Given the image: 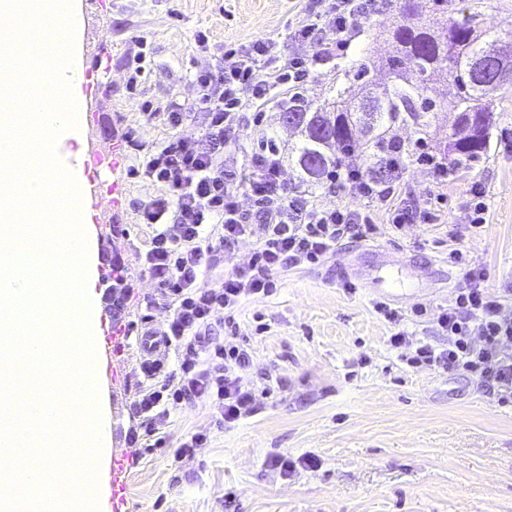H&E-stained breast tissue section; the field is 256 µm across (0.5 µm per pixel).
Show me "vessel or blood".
<instances>
[{"label": "vessel or blood", "instance_id": "1", "mask_svg": "<svg viewBox=\"0 0 512 512\" xmlns=\"http://www.w3.org/2000/svg\"><path fill=\"white\" fill-rule=\"evenodd\" d=\"M351 276L377 298L392 304L423 299L433 288L450 283L451 274L436 275L412 260L400 261L381 249L370 250L365 259L349 261ZM112 512H128L126 468L122 457L112 460Z\"/></svg>", "mask_w": 512, "mask_h": 512}]
</instances>
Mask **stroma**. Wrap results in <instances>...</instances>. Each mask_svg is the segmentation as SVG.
I'll return each mask as SVG.
<instances>
[{"mask_svg":"<svg viewBox=\"0 0 512 512\" xmlns=\"http://www.w3.org/2000/svg\"><path fill=\"white\" fill-rule=\"evenodd\" d=\"M312 0H76L83 19V68L97 67V82L85 91L82 142L68 150L99 148L102 139L121 143L126 133L152 145L166 127L142 115L143 102L162 104L193 97L191 80L212 58L237 45L273 39L287 53L302 47L287 36ZM400 0L381 13L358 18V36L346 58L308 86V102L322 104L336 89L350 96L381 91L393 78L386 62L396 47L390 32L402 17ZM455 19L474 18L479 33L512 41V0H448ZM205 32L207 48L195 42ZM145 52L136 89H128L130 64ZM367 67L361 85L353 74ZM492 108L490 148L477 158L448 155V179L438 182L417 163L412 130H399L407 146L401 185L435 215L429 224L395 232L384 216L376 245L397 256L462 272L452 254L462 250L484 273V285L506 295L512 315V89L499 92ZM127 153L118 169L98 180L118 184L119 205L108 194L91 198V232L100 264L94 293L99 335L113 317L139 323L152 313L157 330L169 311L145 274L138 248L149 235L142 204L157 188L131 177L138 166ZM487 205L486 222L474 227L467 213L475 192ZM361 240L346 237L324 265L292 270L275 294L247 300L237 321L253 350L250 375H265L269 394L252 417L232 427L216 425L208 407L174 410L171 431L181 435L207 427L203 453L172 464L161 453L131 447L130 404L142 378L137 344L123 356L98 348L95 376L104 414L107 454L100 466V512H111L112 457L125 458L129 512H225L224 495H236L235 512H512V402L504 403L476 382L403 363L387 342L392 325L378 315L366 289L344 288L340 259L359 255ZM123 267L133 289L125 299L112 292V265ZM154 301L146 310V301ZM124 376L113 379V367ZM314 453L322 466L286 478L267 466L270 455Z\"/></svg>","mask_w":512,"mask_h":512,"instance_id":"obj_1","label":"stroma"}]
</instances>
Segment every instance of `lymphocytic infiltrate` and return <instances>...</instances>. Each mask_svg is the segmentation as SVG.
I'll list each match as a JSON object with an SVG mask.
<instances>
[{
  "instance_id": "lymphocytic-infiltrate-1",
  "label": "lymphocytic infiltrate",
  "mask_w": 512,
  "mask_h": 512,
  "mask_svg": "<svg viewBox=\"0 0 512 512\" xmlns=\"http://www.w3.org/2000/svg\"><path fill=\"white\" fill-rule=\"evenodd\" d=\"M380 8L381 0H328L324 8H307L293 31L295 40L310 45L307 55L282 54L269 39L225 50L195 73L192 103L146 106L147 120L169 131L163 141L147 147L128 138V148L143 155L136 175L158 189L142 207L150 234L140 260L170 312L164 338L177 359L175 369L145 370L131 404L137 421L131 441L144 451L167 452L177 464L208 448L209 429L177 439L169 434L171 413L182 404L203 402L216 423L227 426L251 417L262 390L244 374L253 354L235 329L238 308L273 295L281 274L323 262L342 238L376 232L369 216L322 207L309 191L288 187L270 142L252 149L247 172H236L226 157L243 149L263 112L302 103L319 67L346 54L356 17ZM197 112L204 113V124L188 131ZM328 179L384 213L394 229L413 223L412 210L399 201L398 181L363 174L358 158L337 166ZM244 197L252 210L243 209ZM246 238L254 242L247 264L225 270V252ZM504 308V296L484 288L474 267L464 270L453 304L435 318L439 342L416 339L403 326L407 315L426 316V307L406 314L384 302L374 306L392 325L388 342L408 366L466 374L505 401L512 398V316ZM220 323L228 335L217 336Z\"/></svg>"
}]
</instances>
